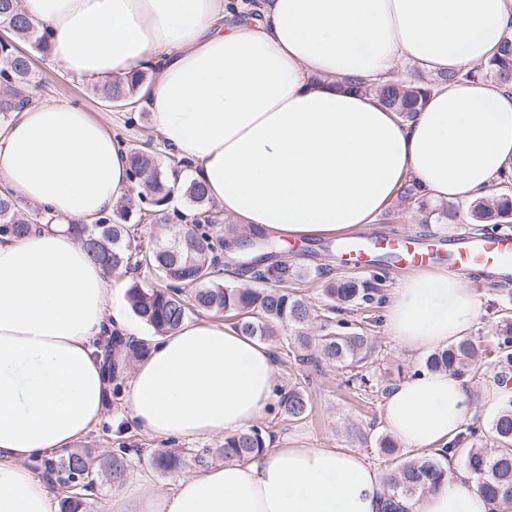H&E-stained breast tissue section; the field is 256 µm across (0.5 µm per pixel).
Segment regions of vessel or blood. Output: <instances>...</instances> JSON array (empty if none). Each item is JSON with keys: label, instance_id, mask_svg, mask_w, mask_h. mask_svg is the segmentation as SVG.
<instances>
[{"label": "vessel or blood", "instance_id": "vessel-or-blood-1", "mask_svg": "<svg viewBox=\"0 0 512 512\" xmlns=\"http://www.w3.org/2000/svg\"><path fill=\"white\" fill-rule=\"evenodd\" d=\"M340 258L360 266L384 265L411 270L447 265L457 271L480 267L485 277L502 285L512 284V234L486 232L441 235L404 233L396 236L362 234L343 237L336 244Z\"/></svg>", "mask_w": 512, "mask_h": 512}]
</instances>
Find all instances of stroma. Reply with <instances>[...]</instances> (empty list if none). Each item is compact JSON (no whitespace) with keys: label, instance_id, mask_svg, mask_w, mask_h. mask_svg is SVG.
<instances>
[{"label":"stroma","instance_id":"1","mask_svg":"<svg viewBox=\"0 0 512 512\" xmlns=\"http://www.w3.org/2000/svg\"><path fill=\"white\" fill-rule=\"evenodd\" d=\"M91 88V81L64 74L57 64L46 57L38 63L37 77L29 87L28 95L31 102L38 104L58 101L80 104L91 116L106 124L128 147L153 134L151 114L145 107H137L131 112L107 110L99 104ZM169 209L172 213L170 220L131 225L132 243L149 249L156 243L173 238L182 225L181 212L188 209L182 194H175ZM372 229L387 235L415 232L448 236L459 232L476 233L480 227L473 224L470 216L464 213L460 214L457 220L445 224H427L424 223L422 214L400 213L391 205L381 213ZM327 244L328 241L324 238L296 241L282 256L283 261L292 269L304 272L305 277L298 282L297 287L311 302L313 318L318 323L329 315L322 293L324 281L319 278V271H329L334 277L368 278L375 273L371 267L354 268L344 265L336 257L328 255ZM474 295L480 306V314L466 337L481 348L494 335L504 310L512 309V287L505 288L488 282L475 289ZM362 318L363 327L370 334L374 345L370 366L372 373L379 377L396 371L407 375L422 368L424 355L401 350L389 336L383 325L381 308L363 312ZM290 336L289 330H282L279 343L271 348L277 362V379L283 382L309 377L313 411L311 416L302 422L289 421L274 411L266 413L259 424L270 429L271 442L288 443L304 448L353 451L363 455L377 469H384L385 463L377 445V439L383 433V395H369L347 386L348 373L336 364L324 361L315 369L311 364L296 360L289 347ZM125 410V401H108L104 421L80 440V447L92 449L95 456L101 459L111 457L117 446L115 430L118 423L123 421ZM126 435L138 448L137 454L132 457L133 466L125 482L119 485L107 481L104 477H97L94 490L87 494L92 512H113V501L127 486L144 477L149 478L152 486L158 491H167L181 477L196 472L197 466L192 457L194 451L215 448L223 442L219 436L182 442L181 447L185 453L182 467L167 471L158 467L156 463V456L163 447L162 442L133 427L127 429Z\"/></svg>","mask_w":512,"mask_h":512}]
</instances>
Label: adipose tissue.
I'll return each instance as SVG.
<instances>
[{"instance_id": "1", "label": "adipose tissue", "mask_w": 512, "mask_h": 512, "mask_svg": "<svg viewBox=\"0 0 512 512\" xmlns=\"http://www.w3.org/2000/svg\"><path fill=\"white\" fill-rule=\"evenodd\" d=\"M71 77L151 64L144 103L167 152L237 224L280 239L366 229L413 180L435 204L483 196L512 171V94L491 83L432 89L402 119L368 85L400 60L440 74L486 62L512 0H23ZM127 151L69 102L32 104L0 130V184L49 225L0 236V512H56L30 461L65 451L102 419L99 342L128 328L111 274L73 234L125 195ZM385 326L409 352L465 335L479 304L460 275L411 271ZM269 350L234 328L184 323L130 372L127 418L159 440L232 436L276 398ZM464 381L423 370L394 386L382 421L411 455L440 451L474 402ZM382 473L354 452L266 447L181 479L146 481L115 512H382ZM411 512H487L470 472L448 473Z\"/></svg>"}]
</instances>
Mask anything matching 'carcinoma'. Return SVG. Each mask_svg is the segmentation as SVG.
I'll list each match as a JSON object with an SVG mask.
<instances>
[{
  "label": "carcinoma",
  "instance_id": "obj_1",
  "mask_svg": "<svg viewBox=\"0 0 512 512\" xmlns=\"http://www.w3.org/2000/svg\"><path fill=\"white\" fill-rule=\"evenodd\" d=\"M0 114L15 112L29 103L26 88L33 77L34 60L29 51L19 48L30 45L43 55L49 52V42L39 33L36 24L23 12L20 0H0ZM479 77H489L497 85L512 90V33L506 35L494 55L484 65L466 71H449L441 75V82L460 85ZM148 83V70L142 69L127 79H109L93 86L100 102L112 106L133 107L140 101V93ZM375 92L386 106L405 116L418 112L430 91V86L412 83L406 79L390 81L382 86H365ZM130 172L140 178L131 184L122 204L109 216H101L91 224H74L77 239L89 257L110 272L137 270L145 261L165 281L161 288H142L133 285L127 293L134 315L158 335L175 332L193 312L224 313L236 319L234 328L245 336L262 342L274 341L279 330L292 331L295 343L302 350L320 351L326 359L349 370V381L359 386L386 394L390 385L361 371L371 355L369 337L352 326L351 313L371 308L384 302L385 278L375 275L370 279L356 277L331 278L325 281L323 294L328 309L338 319L325 320L321 334L309 333L312 309L305 297L288 290L289 267L277 260L285 251L279 242L254 231L247 246L261 251L248 262L254 271L258 287H241L223 280L218 260L224 254V244L236 232L230 227L226 235L214 230L212 198L206 187L195 180L183 188V195L191 214L185 218V228L170 241L142 251L131 244L128 224L131 220L142 223L160 215L171 200L175 186L171 185L160 170L155 153L134 147L129 150ZM512 181L506 172L494 181L489 192L470 203V214L479 224H502L512 217V195L501 190ZM400 200L407 211L425 209L418 196L416 185L408 180L400 191ZM45 214L36 209L24 212L9 191L0 193V234L25 235L32 224H39ZM275 282L268 287L266 283ZM105 359L111 361L112 399L120 400L125 380V368L114 360L117 351H124L131 358L147 352L146 344L129 340L115 332L103 346ZM489 353L497 362L499 371L493 382L502 385L512 373V318L502 319L499 333L493 337L490 351L476 348L471 341L462 339L445 349L426 357L424 368L431 371H448L456 375L485 378L479 372L482 355ZM278 408L288 419L299 422L307 419L312 405L306 387L300 382L290 387L278 388ZM267 429L252 426L234 436L224 438L217 449H205L194 456V461L205 466L218 456L226 460L243 459L265 448ZM381 455L392 461L385 482L388 487V510L406 512L404 501L423 493L446 475L442 460L448 452L442 451L421 458H410L398 453V444L389 436L377 439ZM453 454L460 455L463 465L479 480L480 490L488 512H512V397L507 399L488 428L469 425L466 432L451 441ZM132 448L118 442L117 453L107 465L114 484L122 483L130 470ZM94 464L86 450H74L60 460L48 461L46 468L56 473L55 483L66 485L76 471H84ZM61 512H87L85 498L78 492L60 493Z\"/></svg>",
  "mask_w": 512,
  "mask_h": 512
}]
</instances>
